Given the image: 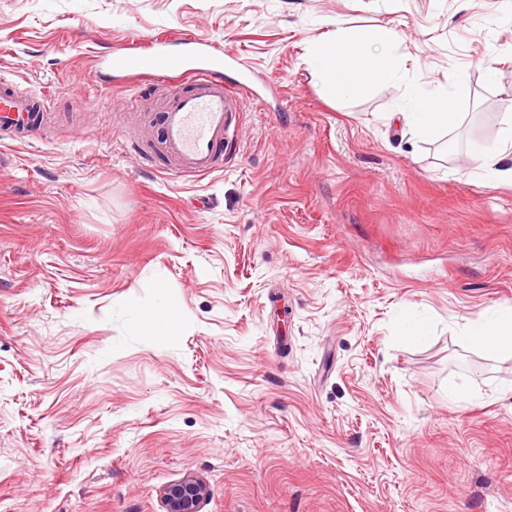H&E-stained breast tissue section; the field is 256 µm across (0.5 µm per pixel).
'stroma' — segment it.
Instances as JSON below:
<instances>
[{
    "label": "stroma",
    "mask_w": 512,
    "mask_h": 512,
    "mask_svg": "<svg viewBox=\"0 0 512 512\" xmlns=\"http://www.w3.org/2000/svg\"><path fill=\"white\" fill-rule=\"evenodd\" d=\"M338 21L398 28L393 86L323 97L311 47ZM174 36L261 97L204 178L139 164L132 81L91 71ZM459 74L455 127L389 120ZM1 78L54 122L0 136V512H164L190 473L202 512H512V356L464 338L512 307V184L478 176L512 0H0ZM209 495L206 481L194 474H188L160 490L166 512H201L202 504Z\"/></svg>",
    "instance_id": "1"
}]
</instances>
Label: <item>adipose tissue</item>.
Segmentation results:
<instances>
[{
    "instance_id": "1",
    "label": "adipose tissue",
    "mask_w": 512,
    "mask_h": 512,
    "mask_svg": "<svg viewBox=\"0 0 512 512\" xmlns=\"http://www.w3.org/2000/svg\"><path fill=\"white\" fill-rule=\"evenodd\" d=\"M399 39V31L391 25H380L364 34L340 26L327 41L315 43L311 54L324 96L333 99L348 94L362 78L377 87L390 86L399 69L393 54ZM470 97V84L460 76L448 91L417 94L410 111L399 113L398 118L415 137L430 140L439 128L456 123L462 106ZM503 124L497 146L482 153L480 168L490 179L512 183V167L505 169L501 166L504 159L512 158L511 112L505 114ZM466 334L478 348L491 353L512 354V308L493 309L468 324Z\"/></svg>"
}]
</instances>
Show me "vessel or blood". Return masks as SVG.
Returning a JSON list of instances; mask_svg holds the SVG:
<instances>
[{
	"instance_id": "b4317fda",
	"label": "vessel or blood",
	"mask_w": 512,
	"mask_h": 512,
	"mask_svg": "<svg viewBox=\"0 0 512 512\" xmlns=\"http://www.w3.org/2000/svg\"><path fill=\"white\" fill-rule=\"evenodd\" d=\"M225 62L223 48L189 37L116 51L102 61L109 73L144 83L159 102V143L172 176L202 177L224 165L231 124L255 97L250 83L226 85ZM49 119L45 97L0 80V133L20 138Z\"/></svg>"
}]
</instances>
